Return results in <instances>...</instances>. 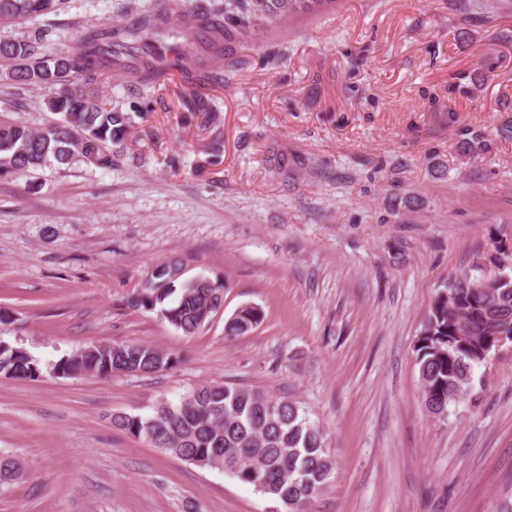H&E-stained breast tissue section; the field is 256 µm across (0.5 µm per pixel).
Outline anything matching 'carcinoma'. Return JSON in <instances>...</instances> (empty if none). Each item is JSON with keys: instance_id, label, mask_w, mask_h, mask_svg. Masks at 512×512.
<instances>
[{"instance_id": "1", "label": "carcinoma", "mask_w": 512, "mask_h": 512, "mask_svg": "<svg viewBox=\"0 0 512 512\" xmlns=\"http://www.w3.org/2000/svg\"><path fill=\"white\" fill-rule=\"evenodd\" d=\"M66 0H0V24L57 11ZM324 0H160L153 8L121 9L109 26L91 24L70 50L50 54L52 30L0 41V81L17 89L50 90L45 109L54 115L39 128L0 123V176L27 175L46 166L81 162L102 170L114 165L131 128L144 120L142 104L125 112L104 102L100 89L114 71L124 74L128 95L148 100L155 76L176 70L196 90L181 96L186 120L215 125L219 113L208 87L224 86V42L252 41L257 29L318 8ZM182 264L170 261L130 301L155 311L185 334L203 328L224 307V283L207 277L180 280ZM262 311L244 306L225 320L224 335L248 333ZM512 334V280L485 288L457 274L438 290L415 343L421 398L440 416L473 396V371L486 361L496 336ZM163 349L137 343L91 345L66 355L51 372L68 377L92 372L110 378L145 376L173 367ZM40 362L26 349L0 340V374L36 379ZM112 424L167 455L201 469L228 473L275 503L274 512H307L331 481L333 460L324 430L300 402L285 395L221 384H201L179 403H161L147 416L118 414Z\"/></svg>"}]
</instances>
